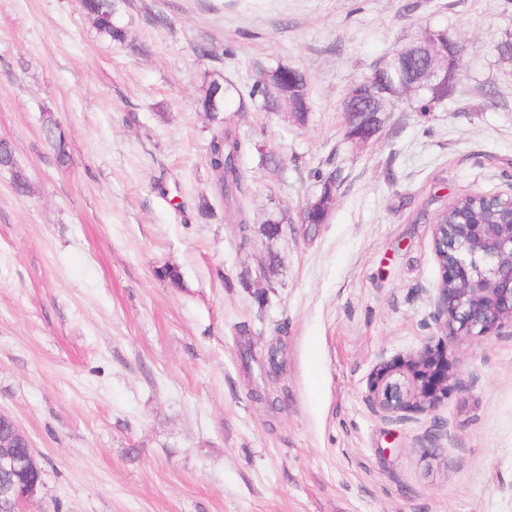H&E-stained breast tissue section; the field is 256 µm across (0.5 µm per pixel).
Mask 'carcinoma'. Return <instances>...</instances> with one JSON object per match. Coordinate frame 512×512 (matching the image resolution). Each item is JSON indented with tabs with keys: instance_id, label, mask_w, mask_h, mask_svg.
Listing matches in <instances>:
<instances>
[{
	"instance_id": "1",
	"label": "carcinoma",
	"mask_w": 512,
	"mask_h": 512,
	"mask_svg": "<svg viewBox=\"0 0 512 512\" xmlns=\"http://www.w3.org/2000/svg\"><path fill=\"white\" fill-rule=\"evenodd\" d=\"M120 2L122 0H81L84 13L93 20L97 33L112 42L123 43L127 40L128 32L121 21ZM270 82H256L249 90V98L262 102L263 108L273 110L279 102L284 101L291 107L294 121L304 125L308 120V88L303 74L294 69L284 71L276 68L269 72ZM389 81L386 66H377L371 75L356 85L344 100L342 112L345 114V136H350L360 125L363 112H373L377 115V124H382V112L386 111V103L390 96L379 94V88ZM230 92V87L210 81L201 86L197 98L198 109L215 115L224 111V98ZM451 88L439 86L425 89L416 94L418 111L427 113L442 104L448 98ZM46 140L51 144L57 162L65 165L69 161L66 138L58 124L46 117L44 124ZM247 151V145L236 129L223 120L211 131L207 160L213 182L221 197L229 202L226 219L245 223L243 210L232 204L236 195L242 193L243 173L240 159ZM12 171L13 183L17 192L24 194L29 191L28 178L16 166L10 145L0 141V168ZM502 204L489 202L474 196H466L453 202L451 210H443L436 216L438 224H498L499 211ZM285 217L272 214L259 227L260 235L268 242L277 240L282 234V224Z\"/></svg>"
}]
</instances>
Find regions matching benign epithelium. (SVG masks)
<instances>
[{"label":"benign epithelium","instance_id":"benign-epithelium-1","mask_svg":"<svg viewBox=\"0 0 512 512\" xmlns=\"http://www.w3.org/2000/svg\"><path fill=\"white\" fill-rule=\"evenodd\" d=\"M438 65L418 69L415 87L445 83L458 70L456 44L440 53ZM500 224H436L434 245L442 265L438 312L445 338L428 344L399 364L380 366L371 381L374 404L384 413L428 411L460 387L448 350L468 339L498 335L512 328V196ZM7 433L0 440V500L8 512H25L44 488L42 469L30 441L15 419L0 411Z\"/></svg>","mask_w":512,"mask_h":512}]
</instances>
